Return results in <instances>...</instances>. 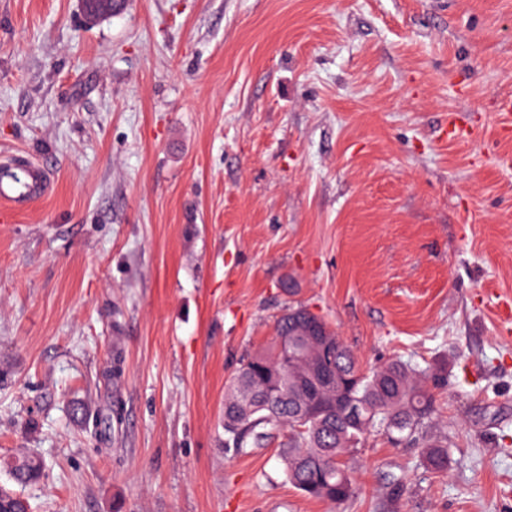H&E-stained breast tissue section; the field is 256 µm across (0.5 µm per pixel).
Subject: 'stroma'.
<instances>
[{
	"label": "stroma",
	"mask_w": 512,
	"mask_h": 512,
	"mask_svg": "<svg viewBox=\"0 0 512 512\" xmlns=\"http://www.w3.org/2000/svg\"><path fill=\"white\" fill-rule=\"evenodd\" d=\"M512 0H0V485L32 512H512ZM456 126L458 135L448 133ZM364 366L448 367L420 448L334 506L285 432L225 447L243 354L297 305ZM50 184V174L43 164L29 162L25 165L0 167V204L10 209L26 208L43 198ZM11 479L18 486H27L40 480L43 476V464L39 457L24 454L7 463Z\"/></svg>",
	"instance_id": "1"
}]
</instances>
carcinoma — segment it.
Wrapping results in <instances>:
<instances>
[{"instance_id":"1","label":"carcinoma","mask_w":512,"mask_h":512,"mask_svg":"<svg viewBox=\"0 0 512 512\" xmlns=\"http://www.w3.org/2000/svg\"><path fill=\"white\" fill-rule=\"evenodd\" d=\"M314 355V349L305 345L299 357L288 359L274 345L242 357L225 394L224 432L237 452L246 453L263 447L272 429L288 430L280 452L285 478L309 498L340 504L354 495L343 457L373 433L393 444L414 441L419 426L435 413L433 391L446 390L448 378L435 368L420 369L402 360L365 370L342 343L333 362L352 376L343 398L355 403L359 419L336 410L304 421L293 409V398ZM423 454L432 469L448 468L446 445L428 443ZM7 470L21 487L43 476L42 461L32 454L14 458ZM20 499L16 491L0 486V512H18Z\"/></svg>"}]
</instances>
